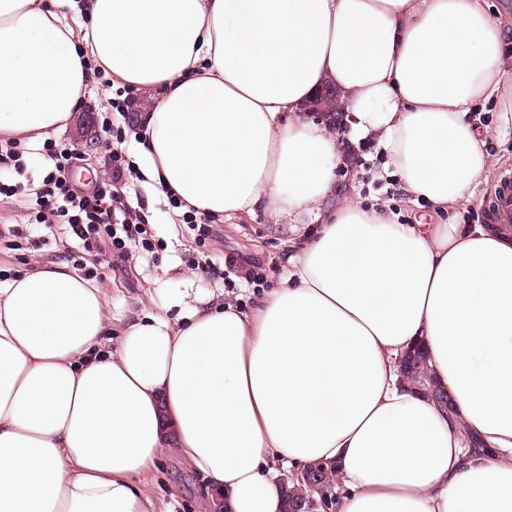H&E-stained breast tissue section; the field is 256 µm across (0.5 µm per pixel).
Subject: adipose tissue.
I'll return each mask as SVG.
<instances>
[{"label": "adipose tissue", "instance_id": "obj_1", "mask_svg": "<svg viewBox=\"0 0 512 512\" xmlns=\"http://www.w3.org/2000/svg\"><path fill=\"white\" fill-rule=\"evenodd\" d=\"M511 40L488 0H0V135L40 144L101 70L153 101L157 194L289 233L252 310L181 293L117 337L66 263L0 281V512H156L169 448L228 512H284L275 463L318 461L339 512H512V227L441 220L493 165L476 102L512 119ZM326 86L340 136L305 113ZM367 139L430 215L338 192ZM418 342L451 409L401 377Z\"/></svg>", "mask_w": 512, "mask_h": 512}]
</instances>
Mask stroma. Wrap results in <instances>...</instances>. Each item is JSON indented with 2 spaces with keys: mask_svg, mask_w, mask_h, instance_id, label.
<instances>
[{
  "mask_svg": "<svg viewBox=\"0 0 512 512\" xmlns=\"http://www.w3.org/2000/svg\"><path fill=\"white\" fill-rule=\"evenodd\" d=\"M111 98L128 101V111L106 112ZM79 107L110 114L114 126L121 128L122 138L111 141L99 137L93 156L83 158L78 171L89 172L96 184L110 181L114 189L137 202L151 234L152 249L145 252L133 246L128 258L120 259L108 248L85 251L67 225L33 227L12 248L0 244V280L24 275L55 260L94 271L99 284L108 291L112 330L116 333L132 314L167 312L171 296L177 293L221 292L236 299L241 309H250L261 290L242 274L250 270L275 283L287 269L285 236L275 233L267 217L258 213L212 220V234L205 242H198L191 225L177 216L167 197L131 177L133 158L129 150L143 133L140 117L150 111V100L127 86L116 83L108 87L99 80L87 87ZM476 109L485 115L486 151L496 161L498 171L511 170L512 126L504 124L495 102L479 101ZM356 151L364 164L352 176H340V183L353 187L365 203L390 202L405 218L416 211H427V203L411 202L404 194L387 169L385 156L379 155L374 145L362 142ZM148 489L159 505H173L174 512H208L207 480L201 473L190 471L173 451L161 456Z\"/></svg>",
  "mask_w": 512,
  "mask_h": 512,
  "instance_id": "obj_1",
  "label": "stroma"
}]
</instances>
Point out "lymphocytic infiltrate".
Listing matches in <instances>:
<instances>
[{"label": "lymphocytic infiltrate", "mask_w": 512, "mask_h": 512, "mask_svg": "<svg viewBox=\"0 0 512 512\" xmlns=\"http://www.w3.org/2000/svg\"><path fill=\"white\" fill-rule=\"evenodd\" d=\"M43 150L52 168L37 194L35 223L68 225L87 250L107 247L122 256L131 242L150 248L146 228L130 224L129 208L110 183H99L89 191L71 184L69 172L79 159L76 150L53 143L44 144Z\"/></svg>", "instance_id": "obj_1"}]
</instances>
